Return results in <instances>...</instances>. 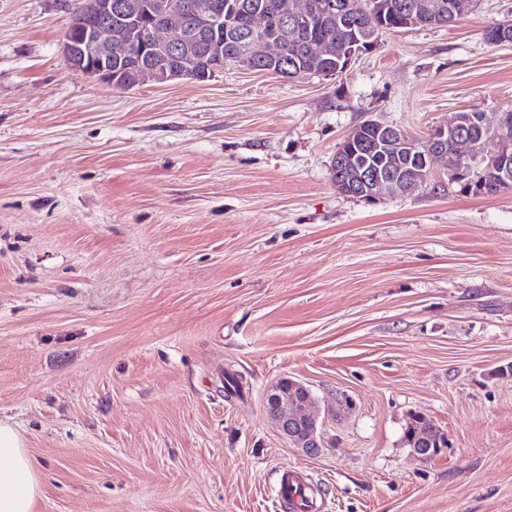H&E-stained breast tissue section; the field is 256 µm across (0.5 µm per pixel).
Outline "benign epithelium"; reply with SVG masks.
<instances>
[{
  "instance_id": "obj_1",
  "label": "benign epithelium",
  "mask_w": 512,
  "mask_h": 512,
  "mask_svg": "<svg viewBox=\"0 0 512 512\" xmlns=\"http://www.w3.org/2000/svg\"><path fill=\"white\" fill-rule=\"evenodd\" d=\"M147 17L153 19L137 38L129 40L112 37V18L138 24L143 6L130 0H74L72 14L75 34L67 35L63 53L67 64L109 84L112 76V57L133 45L140 56L147 58L136 85L166 84L180 78L204 80L224 70L228 64L249 69L278 62L288 65V42L292 34L312 26L314 7L308 0H278L273 15L279 20L284 37L265 34L267 18L249 23L250 32L243 35L245 47L236 55L224 58V44L208 42L210 68L191 65L179 68L170 58L182 55L194 58L207 34L216 28L237 24L240 3H218L216 0H156L150 4ZM369 12L378 19L379 32L393 28H413L426 20L446 16L440 0H411L398 12L384 0H372ZM378 45L374 38H359L350 30L334 38L328 34L310 45L311 59L325 65L334 63L326 73L336 74L347 68L352 59ZM468 112H457L444 124L418 137L406 131L367 120L356 127L339 147L333 164L332 180L343 195L375 199L397 196L413 187L428 183L434 173V163L441 157H452L449 178L474 188L483 174L512 155V114L502 112L496 128L481 123L479 138H472ZM418 154L424 159V169L409 174L402 168V157ZM311 393L301 382L285 378L267 393V409L281 434L297 448L312 454L320 448L317 420L309 413ZM420 446L431 456L446 446L441 435L424 429L419 433Z\"/></svg>"
}]
</instances>
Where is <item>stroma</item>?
<instances>
[{"label":"stroma","mask_w":512,"mask_h":512,"mask_svg":"<svg viewBox=\"0 0 512 512\" xmlns=\"http://www.w3.org/2000/svg\"><path fill=\"white\" fill-rule=\"evenodd\" d=\"M67 3L0 0V420L41 465L35 512H289L287 469L317 512H512V193L442 161L400 196L332 184L366 120L512 108V43L484 38L512 0L336 76L130 90L68 67ZM288 377L312 455L266 413ZM419 413L437 455L403 438Z\"/></svg>","instance_id":"stroma-1"}]
</instances>
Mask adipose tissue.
Instances as JSON below:
<instances>
[{"instance_id":"1","label":"adipose tissue","mask_w":512,"mask_h":512,"mask_svg":"<svg viewBox=\"0 0 512 512\" xmlns=\"http://www.w3.org/2000/svg\"><path fill=\"white\" fill-rule=\"evenodd\" d=\"M38 470L17 430L0 421V512H34L41 494Z\"/></svg>"}]
</instances>
